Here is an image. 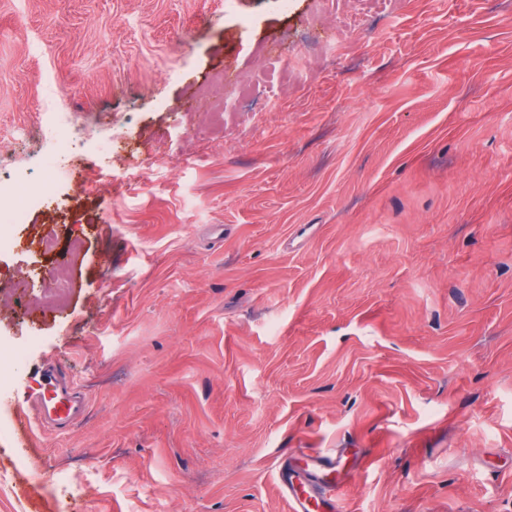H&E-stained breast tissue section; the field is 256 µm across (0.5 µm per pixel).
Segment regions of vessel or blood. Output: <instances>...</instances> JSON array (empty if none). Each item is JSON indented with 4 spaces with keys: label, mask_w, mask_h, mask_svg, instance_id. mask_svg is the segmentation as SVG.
Returning a JSON list of instances; mask_svg holds the SVG:
<instances>
[{
    "label": "vessel or blood",
    "mask_w": 512,
    "mask_h": 512,
    "mask_svg": "<svg viewBox=\"0 0 512 512\" xmlns=\"http://www.w3.org/2000/svg\"><path fill=\"white\" fill-rule=\"evenodd\" d=\"M33 370L35 386L26 387L21 399L8 402L1 398V407L9 406L15 417L23 421L27 418V405H37L49 410V422L60 427L83 413L87 397L73 384H65L63 395L57 399L40 390V383L50 384L56 379L52 365L37 364ZM338 465V457L334 454L309 457L300 468L280 464L276 471V481L288 501L290 512H338L337 486L334 481Z\"/></svg>",
    "instance_id": "b4317fda"
}]
</instances>
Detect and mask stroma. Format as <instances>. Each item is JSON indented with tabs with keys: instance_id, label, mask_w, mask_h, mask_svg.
<instances>
[{
	"instance_id": "35a3bbf8",
	"label": "stroma",
	"mask_w": 512,
	"mask_h": 512,
	"mask_svg": "<svg viewBox=\"0 0 512 512\" xmlns=\"http://www.w3.org/2000/svg\"><path fill=\"white\" fill-rule=\"evenodd\" d=\"M58 100L0 336L88 409L0 434V512H289L333 451L343 512H512V0H0V172ZM70 117L65 112H56L53 121L47 125L46 131L55 143L58 155L65 154L70 144Z\"/></svg>"
}]
</instances>
